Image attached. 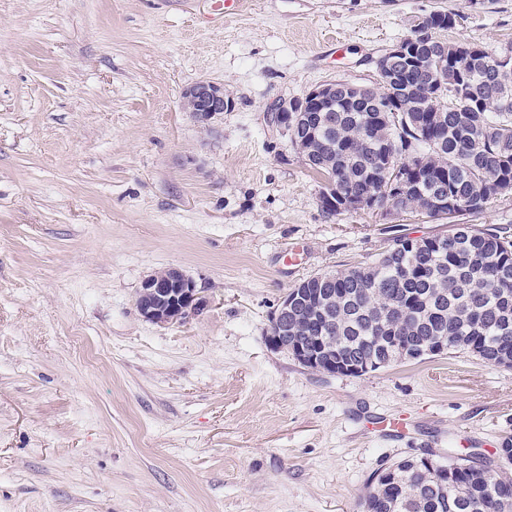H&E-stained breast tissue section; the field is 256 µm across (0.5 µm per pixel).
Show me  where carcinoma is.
Segmentation results:
<instances>
[{
	"label": "carcinoma",
	"instance_id": "carcinoma-1",
	"mask_svg": "<svg viewBox=\"0 0 512 512\" xmlns=\"http://www.w3.org/2000/svg\"><path fill=\"white\" fill-rule=\"evenodd\" d=\"M434 11L406 39L396 64L395 94L356 99L336 85V101L306 113L290 142L324 177L319 203L329 217L377 206L432 221L477 213L512 193V57L470 46L456 65V45L443 52L425 40L455 25ZM427 35L423 40L420 35ZM469 88L457 106L449 93ZM408 188L388 189L394 171ZM336 201L330 207L327 199ZM291 292L309 300L308 313L288 319L291 339L310 344L327 330L337 351L384 360L396 340L426 342L430 357L463 351L512 369V239L467 224L445 236L396 235L372 262L305 279ZM405 458L377 471L363 502L371 512H512V474L472 459Z\"/></svg>",
	"mask_w": 512,
	"mask_h": 512
}]
</instances>
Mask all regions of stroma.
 I'll return each instance as SVG.
<instances>
[{"instance_id": "1", "label": "stroma", "mask_w": 512, "mask_h": 512, "mask_svg": "<svg viewBox=\"0 0 512 512\" xmlns=\"http://www.w3.org/2000/svg\"><path fill=\"white\" fill-rule=\"evenodd\" d=\"M0 0V512H361L369 478L449 448L496 460L512 370L457 352L361 377L265 336L306 277L448 223L326 216L271 122L434 10L512 48V0ZM222 86L201 123L182 91ZM475 224L512 237V194ZM177 267L206 300L161 327L135 300Z\"/></svg>"}]
</instances>
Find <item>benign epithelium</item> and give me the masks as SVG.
Here are the masks:
<instances>
[{
	"label": "benign epithelium",
	"instance_id": "7a95c632",
	"mask_svg": "<svg viewBox=\"0 0 512 512\" xmlns=\"http://www.w3.org/2000/svg\"><path fill=\"white\" fill-rule=\"evenodd\" d=\"M405 54V45L397 43L389 48L376 61L377 71L380 77V87L377 93L391 88L395 77L382 70V66L398 60ZM336 93V82L330 81L309 90L299 101L281 100L271 108V121L283 133H288L292 119L288 113L299 106L306 108L307 102L321 103L332 98ZM232 100L224 94V88L207 81L198 82L182 92V108L186 112H192L198 120L205 123L216 114L231 108ZM297 298L283 296L272 315V325L278 328L279 335L267 339L268 345L278 351H288V309L295 305ZM205 306V300L193 278L178 268H165L150 274L141 284L136 297V307L141 316L154 324L166 326L172 323L187 320L201 313ZM296 351L300 353L299 359L306 367L318 373L329 372L339 376H347L355 371L359 374L369 373L377 368V362L373 359L359 360L350 365L333 359L324 361L325 350L299 346Z\"/></svg>",
	"mask_w": 512,
	"mask_h": 512
}]
</instances>
